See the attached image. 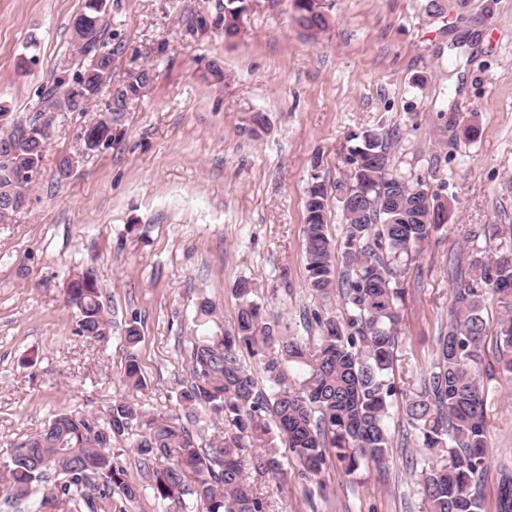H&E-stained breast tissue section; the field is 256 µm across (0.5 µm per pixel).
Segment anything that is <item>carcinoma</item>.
<instances>
[{
	"label": "carcinoma",
	"mask_w": 512,
	"mask_h": 512,
	"mask_svg": "<svg viewBox=\"0 0 512 512\" xmlns=\"http://www.w3.org/2000/svg\"><path fill=\"white\" fill-rule=\"evenodd\" d=\"M323 0H294L296 20L322 31L328 19ZM111 0H85L72 24L81 69L66 71L41 88L32 114L17 118L0 104V223L23 210L43 171L51 139V112H84L112 76L114 50L102 38V21ZM244 0H224L211 19L198 14L193 27L214 24L231 39L238 34ZM153 80V70L127 73L109 92L105 110L84 131L89 151L119 142L131 106ZM396 128L365 132L349 149V169L337 186L342 193L345 234L337 248L327 235V188L313 181L306 190L303 246L307 287L320 296L337 290L344 316L312 314L321 331L316 347L301 336L284 335L263 323L256 283L235 285V325L194 339L192 381L179 393L185 417L208 409L224 420V435L202 448L179 416L154 415L133 402H112V415L99 417L58 411L51 432L16 447L30 448L4 463L7 483L0 492L10 504L42 490L40 505L53 512H112L114 498L134 503L141 497L120 461L114 440L139 430L134 451L152 469L155 500L200 512H268L252 490L243 457L254 470L281 471L274 437L283 439L299 462L320 473L335 458L349 475L361 465H379L392 447L391 408L397 389L390 373L400 323L401 267L416 260L439 231L445 217L437 196L423 194L425 182L397 172L391 149ZM341 251V267L335 253ZM468 280L453 288L448 327L436 338L434 360L420 391L408 399L405 413L418 446L426 452L421 469L424 512H484L479 489L487 468L486 398L479 373L487 294L496 296L497 364L512 375V236L499 238L490 257L470 260ZM67 302L76 307V334L93 341L110 335V320L100 301L96 272L87 268L69 283ZM216 304L201 295L195 321L214 320ZM141 341L138 319L126 323L130 348L123 385L137 391L144 378L135 347ZM258 359L268 388L258 385L243 354ZM497 512H512V469L500 474Z\"/></svg>",
	"instance_id": "1"
}]
</instances>
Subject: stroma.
Here are the masks:
<instances>
[{
  "label": "stroma",
  "instance_id": "1",
  "mask_svg": "<svg viewBox=\"0 0 512 512\" xmlns=\"http://www.w3.org/2000/svg\"><path fill=\"white\" fill-rule=\"evenodd\" d=\"M224 0H112L103 39L116 54L113 82L151 67L120 144L94 151L82 133L104 107L57 112L43 175L26 210L0 224V461L51 413L106 415L124 389L123 330L138 319L145 378L131 398L178 412L191 383L190 351L200 294L215 321L233 327L234 284L254 280L268 324L317 341L312 313L342 317L338 294L306 286V189H328L327 233H344L337 184L347 174L348 138L396 127L401 173L422 178L450 205L448 222L405 273L392 378V446L383 464L349 475L329 461L305 474L280 446V476L250 472L268 512H423L420 450L403 443L405 403L420 388L435 338L448 323L459 275L488 251L486 228L512 224V0H325L331 20L309 38L293 0H246L239 32L192 30ZM84 0H0V103L27 115L40 85L77 64L71 25ZM36 56L29 72L18 61ZM267 129L251 136L249 113ZM475 127L474 139L463 135ZM76 163L66 180L61 155ZM94 269L111 333L77 336L66 301L74 274ZM489 466L484 512H496L499 469L512 467V380L484 381Z\"/></svg>",
  "mask_w": 512,
  "mask_h": 512
}]
</instances>
